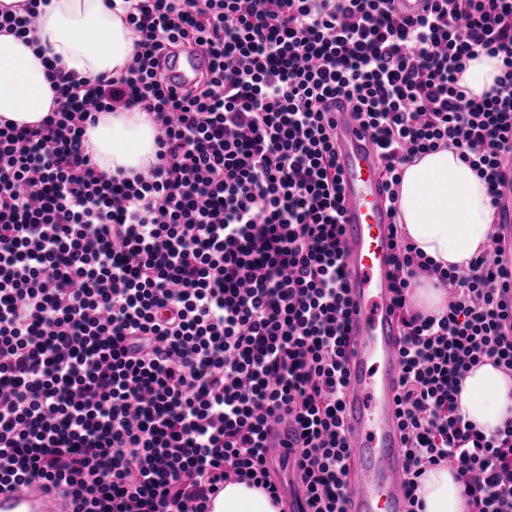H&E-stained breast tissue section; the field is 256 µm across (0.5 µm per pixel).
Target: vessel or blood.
Masks as SVG:
<instances>
[{
    "label": "vessel or blood",
    "instance_id": "obj_1",
    "mask_svg": "<svg viewBox=\"0 0 512 512\" xmlns=\"http://www.w3.org/2000/svg\"><path fill=\"white\" fill-rule=\"evenodd\" d=\"M211 60L186 49L168 60L171 86H187ZM343 226L342 265L353 302L348 325L345 421L349 471L345 512H406L404 458L396 415L400 329L392 311V239L375 147L349 113L336 115ZM26 483L0 493V512H65Z\"/></svg>",
    "mask_w": 512,
    "mask_h": 512
}]
</instances>
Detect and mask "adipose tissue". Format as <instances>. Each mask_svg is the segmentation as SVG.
I'll list each match as a JSON object with an SVG mask.
<instances>
[{
	"instance_id": "ef3b65f1",
	"label": "adipose tissue",
	"mask_w": 512,
	"mask_h": 512,
	"mask_svg": "<svg viewBox=\"0 0 512 512\" xmlns=\"http://www.w3.org/2000/svg\"><path fill=\"white\" fill-rule=\"evenodd\" d=\"M39 46L59 56L65 70L96 77L120 73L130 63L135 36L124 15L103 0H51L35 32ZM35 48L0 31V118L39 123L53 107L47 70ZM154 124L139 110L102 115L87 138L105 173L153 161ZM402 229L424 256L442 267L468 268L485 252L494 230L486 184L455 148H441L406 166L399 195ZM459 412L491 435L512 418V375L491 363L473 367L461 383ZM417 495L424 512H468L463 485L448 466L428 469ZM211 512H280L263 490L226 484Z\"/></svg>"
}]
</instances>
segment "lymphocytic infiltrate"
Segmentation results:
<instances>
[{
	"instance_id": "lymphocytic-infiltrate-1",
	"label": "lymphocytic infiltrate",
	"mask_w": 512,
	"mask_h": 512,
	"mask_svg": "<svg viewBox=\"0 0 512 512\" xmlns=\"http://www.w3.org/2000/svg\"><path fill=\"white\" fill-rule=\"evenodd\" d=\"M135 53L117 75L49 64L38 124L0 119V492L39 483L70 512H209L225 483L272 503L276 425L294 431L305 512H344L348 469L344 281L333 108L371 134L393 219L396 396L408 512L419 480L452 465L471 512H512V418L484 435L458 412L474 366L512 373V246L467 272L419 253L397 217L405 166L441 146L512 185V0H104ZM190 47L211 66L165 87ZM498 59L490 90L460 76ZM139 108L157 151L100 170L98 116ZM438 278L448 304L418 311Z\"/></svg>"
}]
</instances>
